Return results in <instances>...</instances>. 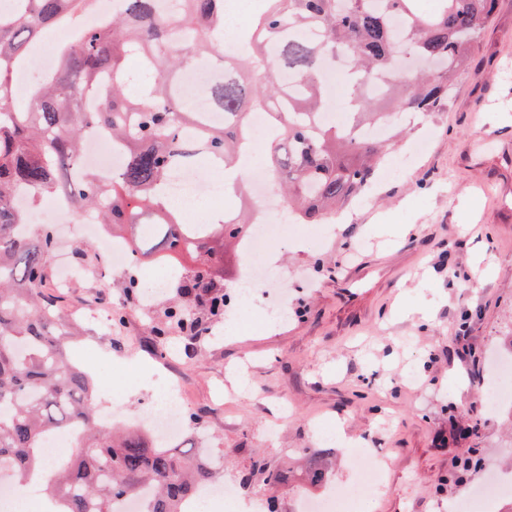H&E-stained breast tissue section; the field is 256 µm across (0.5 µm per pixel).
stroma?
Listing matches in <instances>:
<instances>
[{
    "label": "stroma",
    "mask_w": 512,
    "mask_h": 512,
    "mask_svg": "<svg viewBox=\"0 0 512 512\" xmlns=\"http://www.w3.org/2000/svg\"><path fill=\"white\" fill-rule=\"evenodd\" d=\"M409 137L429 150L348 207L320 249L295 235L271 250L288 285L274 320L252 316L259 287L235 309L234 336L219 321L172 346L162 367L224 453L218 482L317 448L329 484L344 489L354 464L348 449L318 443L320 421L386 453L376 512H452L482 470L512 465V411L480 410L489 352L512 338V0H498L447 108ZM477 261L493 275L471 276ZM98 265L87 260L88 279L120 318L81 327L68 346L80 357L97 346L103 370L124 379L117 424L136 430L161 345L122 280H104Z\"/></svg>",
    "instance_id": "35a3bbf8"
}]
</instances>
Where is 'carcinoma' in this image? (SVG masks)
<instances>
[{
    "instance_id": "cac0c4a2",
    "label": "carcinoma",
    "mask_w": 512,
    "mask_h": 512,
    "mask_svg": "<svg viewBox=\"0 0 512 512\" xmlns=\"http://www.w3.org/2000/svg\"><path fill=\"white\" fill-rule=\"evenodd\" d=\"M16 2L12 15H0V464L17 484L41 479L52 512H116L118 501L145 489L142 512H186L215 471L147 434L97 428L94 385L69 360L58 300L43 292L56 238L30 224L16 198L64 194L76 212L114 229L141 223L150 209L166 211L138 249L193 264L153 332L162 340L172 332L199 336L228 302L214 269L221 259L216 243L238 241L250 217L178 222L165 202L172 175L204 161L236 170L249 115L271 112L277 126L267 167L287 197L288 215L298 224L332 220L373 182L404 130L401 115L448 105L453 79L467 67L497 0H438L433 12L421 0H260L241 32L249 57L224 53L220 73L205 87L224 123L203 131L202 118L182 98L179 76L216 50L224 0H177L172 23L155 12L154 0H120L112 14L99 13L97 0ZM89 15L96 22L88 26ZM50 30L66 33L57 66L18 101L13 76L29 62L30 42ZM129 56L141 74L153 76L134 96L127 91L137 80L126 69ZM336 59L348 65L352 123L376 134L365 137L323 118L321 75ZM270 61L290 76V90L268 75ZM89 128L108 133L125 156L108 188L95 175L76 176ZM67 430L81 437L70 456L45 458V442ZM257 471L269 484L289 473L258 463L240 472L234 487L253 490ZM327 472L325 458L312 452L301 476L318 485Z\"/></svg>"
}]
</instances>
